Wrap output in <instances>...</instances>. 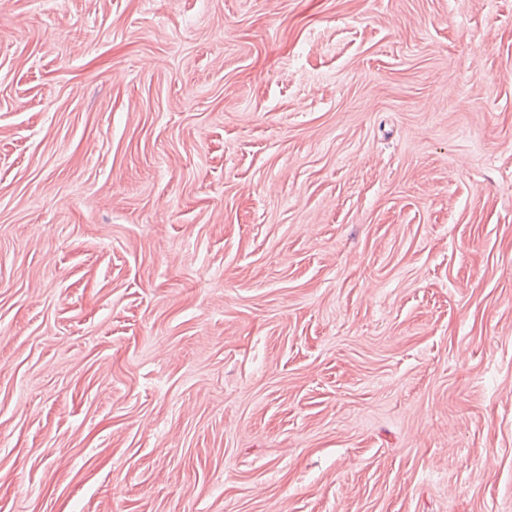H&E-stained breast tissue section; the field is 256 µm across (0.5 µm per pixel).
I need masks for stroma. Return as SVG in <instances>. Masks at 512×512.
<instances>
[{"label": "stroma", "mask_w": 512, "mask_h": 512, "mask_svg": "<svg viewBox=\"0 0 512 512\" xmlns=\"http://www.w3.org/2000/svg\"><path fill=\"white\" fill-rule=\"evenodd\" d=\"M0 512H512V0H0Z\"/></svg>", "instance_id": "1"}]
</instances>
